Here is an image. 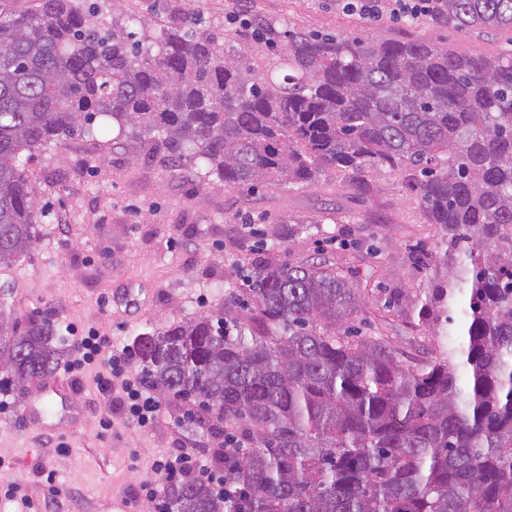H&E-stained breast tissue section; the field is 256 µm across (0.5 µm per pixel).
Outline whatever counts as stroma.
<instances>
[{"instance_id": "obj_1", "label": "stroma", "mask_w": 512, "mask_h": 512, "mask_svg": "<svg viewBox=\"0 0 512 512\" xmlns=\"http://www.w3.org/2000/svg\"><path fill=\"white\" fill-rule=\"evenodd\" d=\"M260 24H228L226 0H104L110 17H134L151 30L198 18L224 36V52L267 70L292 32L380 40H423L462 55L499 56L512 47L511 30L461 32L442 20L371 21L343 11L337 0H251ZM38 192L35 240L24 257L0 266V315L27 321L51 317L58 345L72 355L88 328L115 348L133 347L139 334L193 321L238 292L253 259L297 264L323 254L352 271L367 306L355 326L384 338L405 358L422 360L435 345L419 317L429 283L409 260L412 245L434 248L439 231L425 223L416 196L399 174H370L362 193L339 175L291 189L210 187L201 171L167 167L143 157L129 141L83 138L41 150L28 166ZM304 220L306 232L273 236L276 223ZM158 423H125L119 393L103 396L92 373L76 394L51 407L37 381L0 389L10 402L0 413V512H19L6 500L23 483L30 512H140L142 484L158 482L151 463L167 448L219 449L224 423L164 390ZM113 426H100L104 411Z\"/></svg>"}]
</instances>
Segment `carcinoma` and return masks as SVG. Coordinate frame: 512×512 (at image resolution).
Returning a JSON list of instances; mask_svg holds the SVG:
<instances>
[{"label":"carcinoma","instance_id":"cac0c4a2","mask_svg":"<svg viewBox=\"0 0 512 512\" xmlns=\"http://www.w3.org/2000/svg\"><path fill=\"white\" fill-rule=\"evenodd\" d=\"M442 9L459 31L512 29V0ZM98 117L163 165L251 193L328 171L366 193L367 174L397 172L440 230L434 256L413 247L434 281L420 364L358 334V284L327 260L246 269L250 324L226 303L138 336L151 385L250 440L226 464L238 494L169 481L166 512H512V50L291 32L263 74L193 26L140 35L80 0L0 7L1 266L33 244L25 165ZM58 360L51 320L0 324V383Z\"/></svg>","mask_w":512,"mask_h":512}]
</instances>
